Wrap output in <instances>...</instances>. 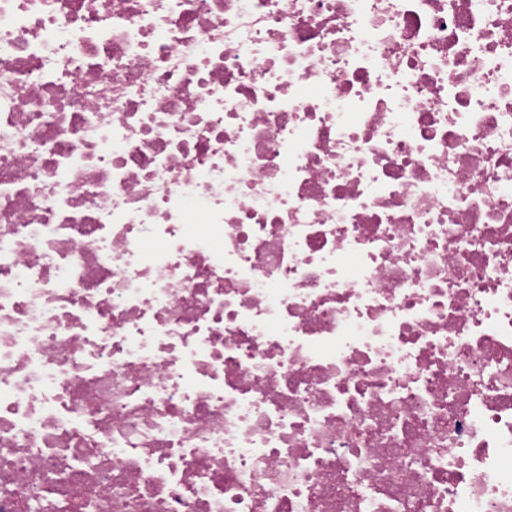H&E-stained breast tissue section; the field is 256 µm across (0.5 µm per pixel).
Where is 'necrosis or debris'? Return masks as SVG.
<instances>
[{"label":"necrosis or debris","instance_id":"4bbe7bcc","mask_svg":"<svg viewBox=\"0 0 512 512\" xmlns=\"http://www.w3.org/2000/svg\"><path fill=\"white\" fill-rule=\"evenodd\" d=\"M0 512H512V0H0Z\"/></svg>","mask_w":512,"mask_h":512}]
</instances>
